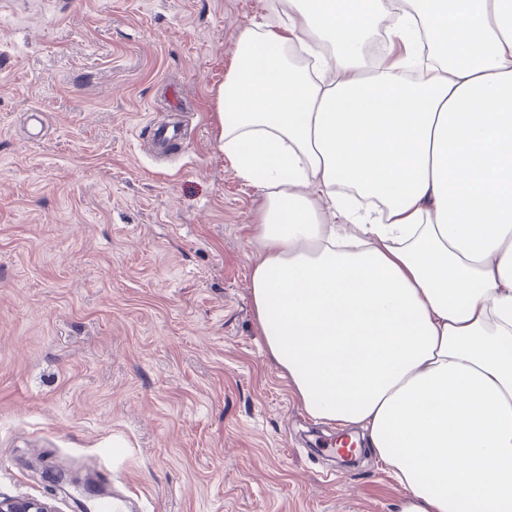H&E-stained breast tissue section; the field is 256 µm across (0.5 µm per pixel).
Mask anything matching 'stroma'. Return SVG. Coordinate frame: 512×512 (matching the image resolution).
<instances>
[{
    "instance_id": "obj_1",
    "label": "stroma",
    "mask_w": 512,
    "mask_h": 512,
    "mask_svg": "<svg viewBox=\"0 0 512 512\" xmlns=\"http://www.w3.org/2000/svg\"><path fill=\"white\" fill-rule=\"evenodd\" d=\"M275 2L0 0V496L400 512L366 453H328L251 308L264 194L218 148L215 94Z\"/></svg>"
}]
</instances>
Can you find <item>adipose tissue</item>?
I'll use <instances>...</instances> for the list:
<instances>
[{"mask_svg": "<svg viewBox=\"0 0 512 512\" xmlns=\"http://www.w3.org/2000/svg\"><path fill=\"white\" fill-rule=\"evenodd\" d=\"M216 93L251 301L401 512H512V0H277Z\"/></svg>", "mask_w": 512, "mask_h": 512, "instance_id": "1", "label": "adipose tissue"}]
</instances>
